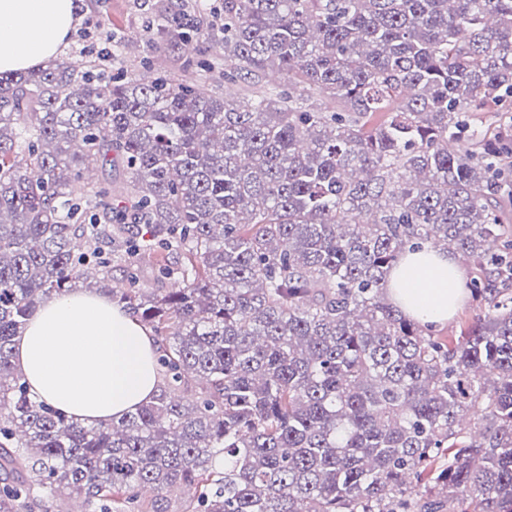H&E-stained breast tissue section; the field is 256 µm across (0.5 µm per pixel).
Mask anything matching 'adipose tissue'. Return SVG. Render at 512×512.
Returning a JSON list of instances; mask_svg holds the SVG:
<instances>
[{
	"mask_svg": "<svg viewBox=\"0 0 512 512\" xmlns=\"http://www.w3.org/2000/svg\"><path fill=\"white\" fill-rule=\"evenodd\" d=\"M76 13L75 0H0V74L57 57ZM465 279L454 254L407 252L387 277V296L411 320L445 322L465 297ZM13 355L32 399L87 425L149 403L161 382L152 337L130 311L86 288L38 305Z\"/></svg>",
	"mask_w": 512,
	"mask_h": 512,
	"instance_id": "adipose-tissue-1",
	"label": "adipose tissue"
}]
</instances>
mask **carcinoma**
Segmentation results:
<instances>
[{"label": "carcinoma", "mask_w": 512, "mask_h": 512, "mask_svg": "<svg viewBox=\"0 0 512 512\" xmlns=\"http://www.w3.org/2000/svg\"><path fill=\"white\" fill-rule=\"evenodd\" d=\"M180 29L159 14V51ZM241 104L68 62L0 75V512H512V0H224ZM288 87L259 84L267 72ZM302 86L336 102L324 111ZM99 163L125 174L83 183ZM462 256L454 340L385 299L408 248ZM181 287L144 294L136 266ZM130 263L112 299L163 385L85 426L32 400L13 339L44 299Z\"/></svg>", "instance_id": "cac0c4a2"}]
</instances>
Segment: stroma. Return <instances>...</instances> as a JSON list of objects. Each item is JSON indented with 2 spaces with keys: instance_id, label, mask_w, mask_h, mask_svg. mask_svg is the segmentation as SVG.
I'll use <instances>...</instances> for the list:
<instances>
[{
  "instance_id": "35a3bbf8",
  "label": "stroma",
  "mask_w": 512,
  "mask_h": 512,
  "mask_svg": "<svg viewBox=\"0 0 512 512\" xmlns=\"http://www.w3.org/2000/svg\"><path fill=\"white\" fill-rule=\"evenodd\" d=\"M207 2L208 9L200 10L196 0H77L79 20L62 58L74 66L89 60L92 37L105 27L122 50L128 74L138 77L149 69L156 74L161 72L174 79L199 83L209 92L237 100L247 98V82H230L224 78V50L212 27L215 14L223 10L224 0ZM175 9L181 10L194 30L193 41L150 53L147 48L150 26L159 11ZM204 60L215 62L212 73L199 72L198 64Z\"/></svg>"
}]
</instances>
